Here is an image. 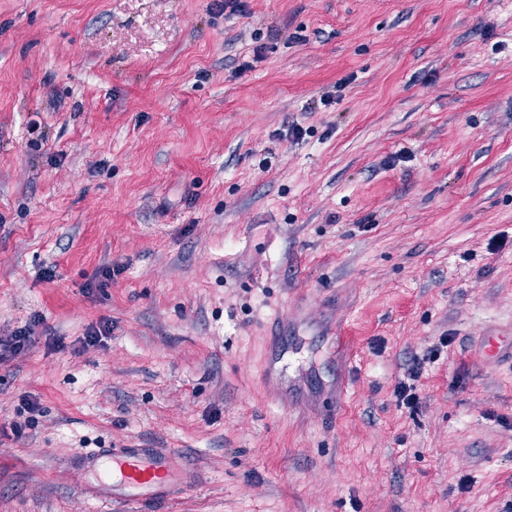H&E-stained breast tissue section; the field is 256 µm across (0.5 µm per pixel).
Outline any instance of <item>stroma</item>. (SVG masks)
Masks as SVG:
<instances>
[{"label": "stroma", "instance_id": "stroma-1", "mask_svg": "<svg viewBox=\"0 0 512 512\" xmlns=\"http://www.w3.org/2000/svg\"><path fill=\"white\" fill-rule=\"evenodd\" d=\"M27 326L0 512H512V0H0ZM109 448L189 478L101 501Z\"/></svg>", "mask_w": 512, "mask_h": 512}]
</instances>
